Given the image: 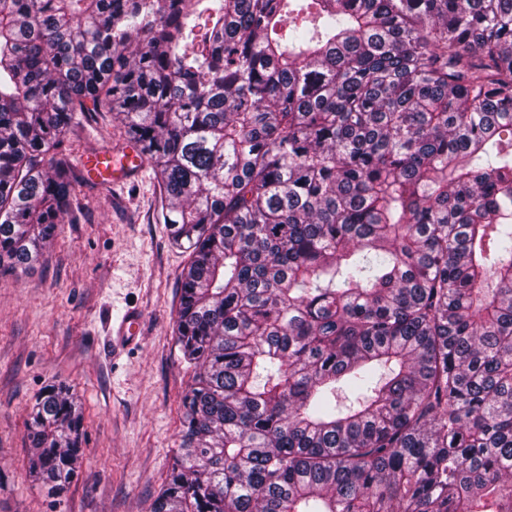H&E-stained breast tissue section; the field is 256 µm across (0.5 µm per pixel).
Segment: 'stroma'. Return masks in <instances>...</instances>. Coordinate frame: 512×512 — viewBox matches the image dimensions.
Returning <instances> with one entry per match:
<instances>
[{"instance_id": "1", "label": "stroma", "mask_w": 512, "mask_h": 512, "mask_svg": "<svg viewBox=\"0 0 512 512\" xmlns=\"http://www.w3.org/2000/svg\"><path fill=\"white\" fill-rule=\"evenodd\" d=\"M112 114H90L68 135L72 163L124 147ZM81 223L63 224L32 267L0 277V512H149L179 445L189 381L173 333L187 254L158 224L149 165L127 184L78 180ZM139 311L141 333L112 350V325ZM63 384L84 415L85 454L61 495L26 467L25 422L39 393Z\"/></svg>"}]
</instances>
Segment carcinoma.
I'll list each match as a JSON object with an SVG mask.
<instances>
[{
	"label": "carcinoma",
	"instance_id": "1",
	"mask_svg": "<svg viewBox=\"0 0 512 512\" xmlns=\"http://www.w3.org/2000/svg\"><path fill=\"white\" fill-rule=\"evenodd\" d=\"M113 112L190 253L150 512H512V0H0V271ZM70 389L27 421L51 492Z\"/></svg>",
	"mask_w": 512,
	"mask_h": 512
}]
</instances>
